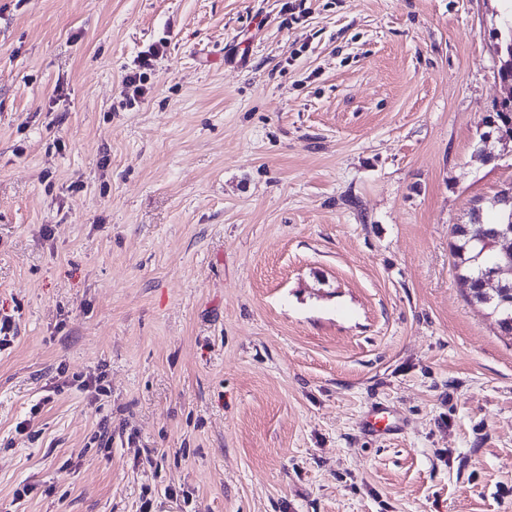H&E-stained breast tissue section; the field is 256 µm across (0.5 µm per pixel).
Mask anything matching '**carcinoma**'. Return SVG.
<instances>
[{
  "mask_svg": "<svg viewBox=\"0 0 512 512\" xmlns=\"http://www.w3.org/2000/svg\"><path fill=\"white\" fill-rule=\"evenodd\" d=\"M489 128L499 132L512 131V100L501 103L497 112L489 119ZM505 229L503 224L482 222L479 218L468 224L452 226L451 253L458 271L460 283L466 286L470 301L482 305L497 315L502 332L512 335V277L503 278L497 290L482 291L480 281L484 270L504 260L502 246L496 242L498 232Z\"/></svg>",
  "mask_w": 512,
  "mask_h": 512,
  "instance_id": "cac0c4a2",
  "label": "carcinoma"
}]
</instances>
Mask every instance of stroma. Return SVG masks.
<instances>
[{
	"label": "stroma",
	"mask_w": 512,
	"mask_h": 512,
	"mask_svg": "<svg viewBox=\"0 0 512 512\" xmlns=\"http://www.w3.org/2000/svg\"><path fill=\"white\" fill-rule=\"evenodd\" d=\"M506 8L0 0V512H512ZM512 224V216L508 223ZM506 224L482 222L479 216L470 224L452 226L451 253L454 266L458 271L460 283L466 286L470 301L482 305L498 316L497 323L502 332L512 335V277H504L496 291H482L480 281L484 270L504 261L502 245L496 242L498 232L503 231Z\"/></svg>",
	"instance_id": "stroma-1"
}]
</instances>
